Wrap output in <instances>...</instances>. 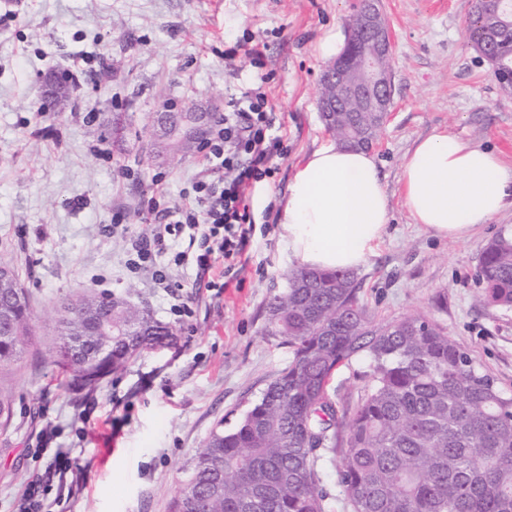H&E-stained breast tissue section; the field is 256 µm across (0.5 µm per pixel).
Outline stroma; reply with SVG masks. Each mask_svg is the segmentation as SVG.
Listing matches in <instances>:
<instances>
[{
    "label": "stroma",
    "instance_id": "1",
    "mask_svg": "<svg viewBox=\"0 0 512 512\" xmlns=\"http://www.w3.org/2000/svg\"><path fill=\"white\" fill-rule=\"evenodd\" d=\"M471 0H383L393 32V108L375 151L389 197L387 232L356 271L358 298L375 321L420 313L512 391V310L475 300L482 247L512 229V207L468 238L441 240L403 206L401 166L416 142L450 130L512 162V93L467 40ZM0 25V266L19 271L34 312L27 359L0 370L13 417L0 432V512H18L39 484L48 512H168L216 424L232 429L292 359L267 332V301L295 268L267 209L283 202L302 158L332 142L317 108L325 64L314 47L345 24L353 0H21ZM266 44L260 64L241 52ZM106 66L81 87L48 91L55 72ZM262 88L283 123L285 153L258 182L242 274L222 294L173 268L190 317L168 293L125 269L126 242L107 226L115 211L139 228L164 190L180 201L200 175L199 152L170 160L159 120L173 106L226 102ZM97 119L84 123L83 113ZM120 296L172 326L175 342L146 350L90 392L57 385L51 353L61 307L84 292ZM364 360L340 366L328 387L351 410ZM71 468L59 472L57 450Z\"/></svg>",
    "mask_w": 512,
    "mask_h": 512
}]
</instances>
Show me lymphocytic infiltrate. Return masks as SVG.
Segmentation results:
<instances>
[{"label": "lymphocytic infiltrate", "mask_w": 512, "mask_h": 512, "mask_svg": "<svg viewBox=\"0 0 512 512\" xmlns=\"http://www.w3.org/2000/svg\"><path fill=\"white\" fill-rule=\"evenodd\" d=\"M211 178H197L182 203L152 202L157 221L130 230L120 214L112 231L128 243L125 268L172 291L170 265L190 266L194 282L222 290L218 269L234 265L251 234L250 197L254 184L283 153L277 115L264 94L249 91L231 98L201 147Z\"/></svg>", "instance_id": "lymphocytic-infiltrate-1"}]
</instances>
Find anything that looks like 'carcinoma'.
I'll list each match as a JSON object with an SVG mask.
<instances>
[{"instance_id": "1", "label": "carcinoma", "mask_w": 512, "mask_h": 512, "mask_svg": "<svg viewBox=\"0 0 512 512\" xmlns=\"http://www.w3.org/2000/svg\"><path fill=\"white\" fill-rule=\"evenodd\" d=\"M512 0L471 5L469 40L493 75L512 72ZM337 142L374 139L371 117L338 112ZM0 282V366L27 352L33 317L18 273ZM268 302L270 334L283 336L292 360L231 431L217 427L198 452L193 474L170 512H328L320 461L338 462L347 512H512V393L422 314L375 322L348 270L294 269ZM477 302L512 309V230L481 250ZM81 309L57 323L53 362L67 386L93 389L145 348L173 343V329L122 299L87 292ZM112 319V335H95ZM362 356L357 406L333 402L336 368ZM12 400L0 389V430Z\"/></svg>"}]
</instances>
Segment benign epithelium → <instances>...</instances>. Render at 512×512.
<instances>
[{
  "mask_svg": "<svg viewBox=\"0 0 512 512\" xmlns=\"http://www.w3.org/2000/svg\"><path fill=\"white\" fill-rule=\"evenodd\" d=\"M350 36L346 47H356L353 63L347 52L331 62L322 73L323 84L331 92L318 100L323 121L332 123L331 112H369L377 117L376 125L385 126L392 103L393 80L389 66L392 32L385 20L380 0H359L347 22ZM213 108L188 106L181 121L166 135L173 144L205 141Z\"/></svg>",
  "mask_w": 512,
  "mask_h": 512,
  "instance_id": "benign-epithelium-1",
  "label": "benign epithelium"
}]
</instances>
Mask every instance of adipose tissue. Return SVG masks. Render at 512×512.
I'll use <instances>...</instances> for the list:
<instances>
[{
	"label": "adipose tissue",
	"instance_id": "adipose-tissue-1",
	"mask_svg": "<svg viewBox=\"0 0 512 512\" xmlns=\"http://www.w3.org/2000/svg\"><path fill=\"white\" fill-rule=\"evenodd\" d=\"M400 181L413 222L442 240L470 237L512 202V164L446 131L415 144ZM389 221L374 156L334 143L301 161L278 213L297 265L324 271L362 266Z\"/></svg>",
	"mask_w": 512,
	"mask_h": 512
}]
</instances>
